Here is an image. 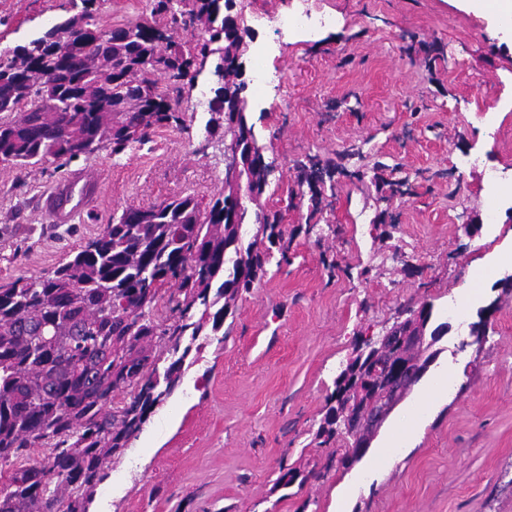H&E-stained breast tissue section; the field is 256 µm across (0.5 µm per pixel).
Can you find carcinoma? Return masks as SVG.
Here are the masks:
<instances>
[{"mask_svg":"<svg viewBox=\"0 0 512 512\" xmlns=\"http://www.w3.org/2000/svg\"><path fill=\"white\" fill-rule=\"evenodd\" d=\"M82 12L0 57V162L26 169L88 157L104 144L119 153L154 129L177 123L179 99L155 74L194 83L192 62L219 53L220 87L209 131L224 128V156L244 153L247 102L238 57L246 29L235 0H156L163 25L143 20L109 30ZM201 27L203 43L178 42L172 31ZM255 151L239 179L257 198L268 185ZM247 211L232 192L204 204L185 196L141 208L127 206L67 262L0 286V461L32 448L43 463L0 470V512H88L129 439L180 378L191 346L206 326L215 333L239 298L266 274L270 247L282 241L280 214L258 212L253 241L243 244ZM175 286L169 316L154 317L162 287ZM424 341L372 350L357 343L335 380L315 438H340V462L354 441L339 420L356 408L359 385L379 397L387 363L411 360L424 371L448 324L433 325V306L419 305ZM165 362L167 366L159 368ZM127 399L112 407L114 393Z\"/></svg>","mask_w":512,"mask_h":512,"instance_id":"obj_1","label":"carcinoma"}]
</instances>
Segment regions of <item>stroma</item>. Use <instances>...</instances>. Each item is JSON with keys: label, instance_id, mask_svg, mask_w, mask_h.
<instances>
[{"label": "stroma", "instance_id": "35a3bbf8", "mask_svg": "<svg viewBox=\"0 0 512 512\" xmlns=\"http://www.w3.org/2000/svg\"><path fill=\"white\" fill-rule=\"evenodd\" d=\"M247 118L270 170L263 196L290 250L199 336L172 393L131 437L89 512H512V34L453 0H236ZM154 0H92L103 28ZM309 7L329 24L278 36ZM71 0H0V55L77 15ZM270 47L263 93L258 51ZM217 79L183 86L180 123L121 154L0 163V285L66 262L128 205L224 181L205 129ZM81 171L100 197L57 224L36 200ZM428 302L450 330L364 456L342 466L315 433L358 333ZM485 322L476 342L470 327ZM448 399L421 401L438 374ZM305 484L277 485L281 468Z\"/></svg>", "mask_w": 512, "mask_h": 512}]
</instances>
